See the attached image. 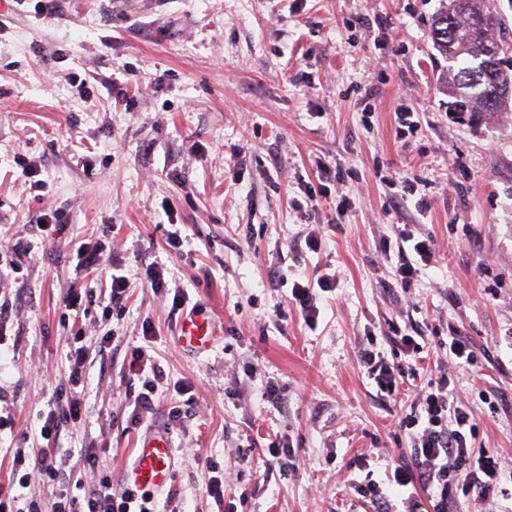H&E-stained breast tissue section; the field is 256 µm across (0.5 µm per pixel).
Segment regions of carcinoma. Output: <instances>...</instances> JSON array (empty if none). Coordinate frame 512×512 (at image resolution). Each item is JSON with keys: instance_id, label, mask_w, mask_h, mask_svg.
<instances>
[{"instance_id": "obj_1", "label": "carcinoma", "mask_w": 512, "mask_h": 512, "mask_svg": "<svg viewBox=\"0 0 512 512\" xmlns=\"http://www.w3.org/2000/svg\"><path fill=\"white\" fill-rule=\"evenodd\" d=\"M485 14L494 19L492 25L482 27L474 16ZM501 28V15L494 0H449L448 7L436 15L431 35L439 53L448 60V74L451 90L458 88V82L472 78L470 60L481 56L486 63H497L493 82H485L493 91V102L488 104L480 99L454 96L450 111L468 115L470 121H483L502 111L512 100V60L502 54L498 57L492 51L505 45L496 32Z\"/></svg>"}]
</instances>
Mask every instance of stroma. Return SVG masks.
Here are the masks:
<instances>
[{"mask_svg":"<svg viewBox=\"0 0 512 512\" xmlns=\"http://www.w3.org/2000/svg\"><path fill=\"white\" fill-rule=\"evenodd\" d=\"M447 2L61 0L46 18L32 0H7L0 303L12 309L0 319L1 485L14 454H32L31 431L68 373L66 338L80 329L91 362L84 417L60 437L75 477L107 475L120 490L140 442L165 431L175 454L159 512H217L206 459L232 491L249 493L242 512H364L354 487L384 482L393 452L407 450L398 421L414 392L378 393L357 353L370 344L394 358L397 325L431 346L453 330L470 341L477 366L448 373L478 414L474 450L497 452L511 494L463 497L457 512H512V104L482 123L449 112L448 62L431 39ZM132 69L142 77L125 105L115 96ZM400 110L419 113L417 136H399ZM320 161L340 177L311 201L300 185L317 182ZM407 178L426 211L391 209L392 182ZM53 211L58 223L37 230ZM405 224L433 238L435 257L409 288H390L380 246ZM312 228L316 252L304 242ZM19 236L33 244L22 258L10 250ZM83 243L96 251L84 270ZM154 260L159 291L145 278ZM117 267L131 284L119 311L107 307ZM272 267L291 281L335 272L336 300L316 329L269 279ZM72 285L95 299L70 318L60 300ZM177 294L185 305H174ZM192 312L214 337L201 353L179 339ZM143 344L167 384L136 422L143 379L129 360ZM270 383L275 406L262 396ZM275 434L297 448L295 474L248 456L249 441ZM85 447L97 451V472L83 468Z\"/></svg>","mask_w":512,"mask_h":512,"instance_id":"stroma-1","label":"stroma"}]
</instances>
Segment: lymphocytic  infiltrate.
Wrapping results in <instances>:
<instances>
[{
  "mask_svg": "<svg viewBox=\"0 0 512 512\" xmlns=\"http://www.w3.org/2000/svg\"><path fill=\"white\" fill-rule=\"evenodd\" d=\"M383 254L394 255L391 278L396 285L408 287L423 267L432 263L435 251L431 238L416 237L402 228L396 240L385 241ZM336 290L334 273L320 271L314 278L299 279L291 287V304L308 328H316L323 294ZM83 336L75 332L66 339L65 358L69 364L66 387L57 389L47 403L48 412L39 436L42 445L34 455H15L12 480L26 488L29 472L43 482L56 486L49 510L36 501L19 503L17 497L0 487V512H155L156 491L126 484L113 492L110 478L90 484L67 471V458L53 443L63 429L80 422L83 415L81 389L85 384L88 357ZM398 343L404 362L389 361L371 348L360 351V363L378 392L393 395L406 372H417L425 358V346L415 336L400 335ZM410 441L409 454L400 455L394 464L389 488H380L374 480L355 485V493L372 503L376 512H398L397 500H404L406 512H453L462 495L485 500L500 489L501 465L497 456L474 453L471 441L477 434V414L463 404L451 387L448 374L429 380L420 388L410 411L400 421Z\"/></svg>",
  "mask_w": 512,
  "mask_h": 512,
  "instance_id": "obj_1",
  "label": "lymphocytic infiltrate"
}]
</instances>
